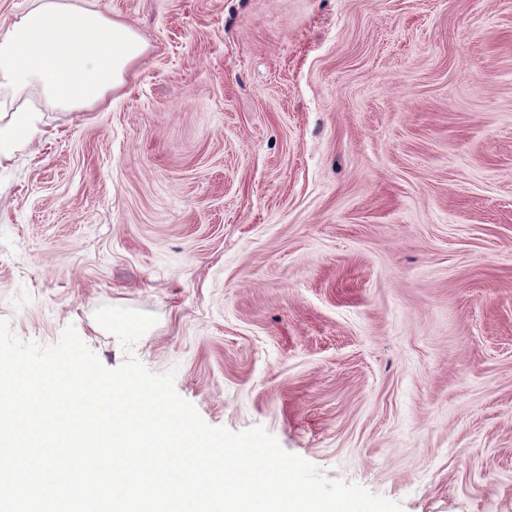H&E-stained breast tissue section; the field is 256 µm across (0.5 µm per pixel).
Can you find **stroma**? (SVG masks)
<instances>
[{"label": "stroma", "instance_id": "stroma-1", "mask_svg": "<svg viewBox=\"0 0 512 512\" xmlns=\"http://www.w3.org/2000/svg\"><path fill=\"white\" fill-rule=\"evenodd\" d=\"M105 103L0 91V319L102 306L205 423L403 512H512V0H96ZM36 113L21 110L15 113L11 129L7 132L0 131V158L7 157L11 153V146L18 137L34 133L37 128Z\"/></svg>", "mask_w": 512, "mask_h": 512}]
</instances>
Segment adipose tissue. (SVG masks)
<instances>
[{
	"label": "adipose tissue",
	"mask_w": 512,
	"mask_h": 512,
	"mask_svg": "<svg viewBox=\"0 0 512 512\" xmlns=\"http://www.w3.org/2000/svg\"><path fill=\"white\" fill-rule=\"evenodd\" d=\"M144 51L136 32L91 0H31L0 30V89L36 86L64 108L96 105Z\"/></svg>",
	"instance_id": "obj_1"
}]
</instances>
